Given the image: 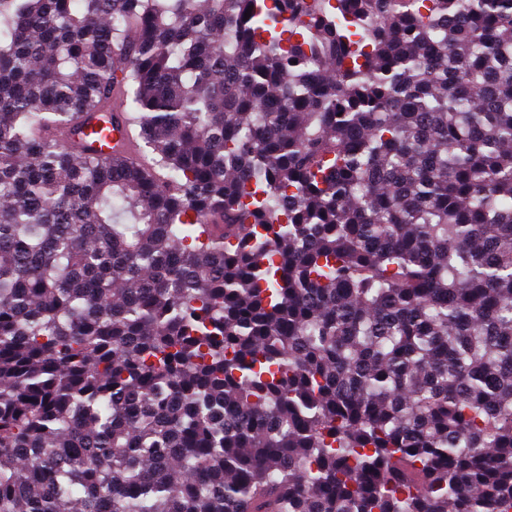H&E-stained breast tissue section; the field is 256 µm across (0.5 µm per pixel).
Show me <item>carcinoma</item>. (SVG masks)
Masks as SVG:
<instances>
[{"mask_svg":"<svg viewBox=\"0 0 512 512\" xmlns=\"http://www.w3.org/2000/svg\"><path fill=\"white\" fill-rule=\"evenodd\" d=\"M275 2L0 0V512H512V0ZM87 140L104 155L112 153L120 144L122 133L109 123L95 124L87 130Z\"/></svg>","mask_w":512,"mask_h":512,"instance_id":"obj_1","label":"carcinoma"}]
</instances>
